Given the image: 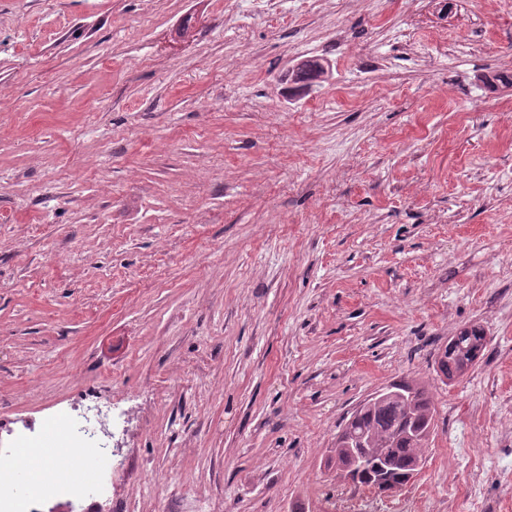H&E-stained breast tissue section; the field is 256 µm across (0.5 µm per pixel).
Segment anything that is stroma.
<instances>
[{"instance_id":"stroma-1","label":"stroma","mask_w":512,"mask_h":512,"mask_svg":"<svg viewBox=\"0 0 512 512\" xmlns=\"http://www.w3.org/2000/svg\"><path fill=\"white\" fill-rule=\"evenodd\" d=\"M244 8L0 0V454L96 401L117 464L75 512H512V0ZM402 378L424 469L341 482ZM487 345L484 329L477 324L465 326L448 338L435 360L437 373L448 381L461 377L466 368H473ZM436 413L427 387L415 379L391 384L379 401L360 403L336 434V476L379 492L384 483L403 484L423 456Z\"/></svg>"}]
</instances>
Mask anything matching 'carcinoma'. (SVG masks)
<instances>
[{
    "label": "carcinoma",
    "mask_w": 512,
    "mask_h": 512,
    "mask_svg": "<svg viewBox=\"0 0 512 512\" xmlns=\"http://www.w3.org/2000/svg\"><path fill=\"white\" fill-rule=\"evenodd\" d=\"M486 345L481 326L459 329L438 353L437 373L448 381L461 377L478 363ZM435 421L436 408L424 384L415 379L391 384L381 400L358 405L336 433V476L378 491L384 483L403 484L422 457ZM360 457L363 468L354 463Z\"/></svg>",
    "instance_id": "1"
}]
</instances>
